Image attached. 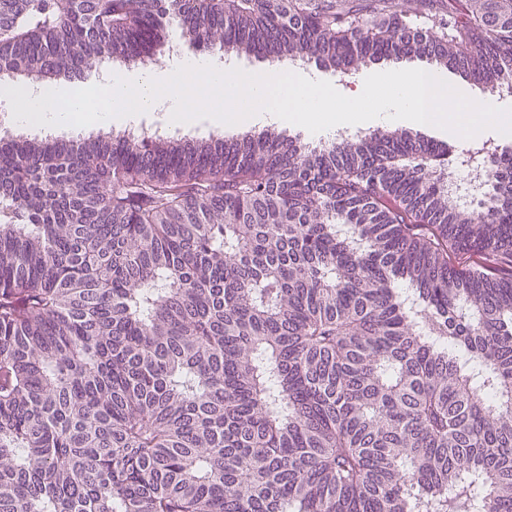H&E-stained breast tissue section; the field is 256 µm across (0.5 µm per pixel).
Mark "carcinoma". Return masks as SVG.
<instances>
[{
    "label": "carcinoma",
    "mask_w": 512,
    "mask_h": 512,
    "mask_svg": "<svg viewBox=\"0 0 512 512\" xmlns=\"http://www.w3.org/2000/svg\"><path fill=\"white\" fill-rule=\"evenodd\" d=\"M188 47L512 90V0H0V79ZM0 138V512H512V157Z\"/></svg>",
    "instance_id": "cac0c4a2"
}]
</instances>
